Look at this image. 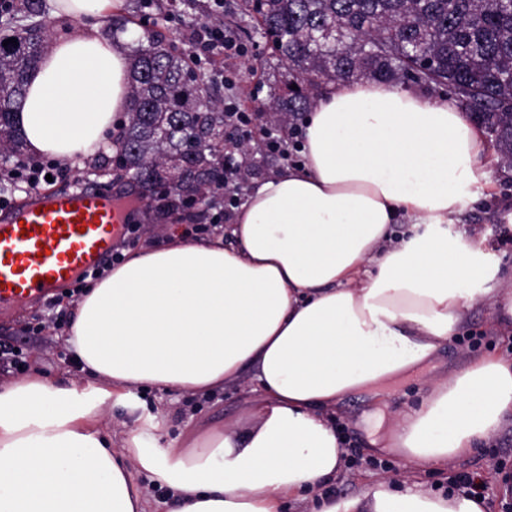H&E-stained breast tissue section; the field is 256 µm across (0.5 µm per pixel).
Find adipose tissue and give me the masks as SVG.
<instances>
[{
	"mask_svg": "<svg viewBox=\"0 0 512 512\" xmlns=\"http://www.w3.org/2000/svg\"><path fill=\"white\" fill-rule=\"evenodd\" d=\"M79 29L53 39L15 115L26 150L71 163L108 143L128 110L130 49L102 32L123 0H50ZM303 165L266 177L225 236L180 230L124 251L78 298L67 341L89 380L34 371L0 387V512H145L144 473L176 512H486L465 495L337 498L332 416L431 364L490 305L512 328V292L484 236L439 233L492 181L485 137L453 99L378 80L328 87L303 119ZM408 223L407 232L392 227ZM253 372L246 430L171 437L150 417L109 447L100 420L141 386L208 397ZM512 416V357L488 355L425 391L372 446L433 469L473 453ZM151 436H143V428Z\"/></svg>",
	"mask_w": 512,
	"mask_h": 512,
	"instance_id": "ef3b65f1",
	"label": "adipose tissue"
}]
</instances>
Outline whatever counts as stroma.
Returning <instances> with one entry per match:
<instances>
[{"label":"stroma","mask_w":512,"mask_h":512,"mask_svg":"<svg viewBox=\"0 0 512 512\" xmlns=\"http://www.w3.org/2000/svg\"><path fill=\"white\" fill-rule=\"evenodd\" d=\"M223 2L219 8L214 0H183L175 9L170 0H124L120 15L128 19L131 32L153 31L183 50L190 47L189 34L194 26L219 22L225 35L241 43L245 52L230 58L201 60L198 70L215 98L222 102L224 111L251 114L258 103L267 101L274 89L283 85L286 72L257 21L246 16L245 0ZM301 139V130L281 126L270 136L260 122H253L245 138L252 148L250 155L235 157L239 171L234 199L210 209L209 227L200 232V239L223 234L235 208L247 200L262 178L301 164ZM487 159L493 168L495 192L480 202L467 204L460 220L447 225L446 230L454 235L475 227L484 233L495 256L502 259V288L512 291V241L506 239L501 221L502 214L512 212V167L501 164L493 151L488 152ZM72 299V289L67 286L58 289L53 300L37 299L20 309L0 311V345L20 348L27 365L40 367L58 381L81 377L66 341L67 331L58 325L61 313L67 312ZM467 333V340L446 345L431 374L391 390L373 407L353 398L337 410L335 424L346 438L345 467L336 479L337 497L363 494L384 479L396 481L401 490L417 487L444 495L450 482L466 474L481 483L488 512H512V496L504 497L500 491L504 478L512 479V422L506 423L472 456L449 461L433 470L412 473L402 460L368 451V436L374 423L391 426L403 411L417 406L422 387L430 377H446L448 372L460 370L469 361L487 354L512 356V336L502 333L490 307L471 309ZM251 397L247 384L193 401L175 391L150 388L136 397L134 404L139 415L163 420L175 437L218 420L233 422L244 417ZM368 408L373 411V419L365 422L361 416Z\"/></svg>","instance_id":"stroma-1"}]
</instances>
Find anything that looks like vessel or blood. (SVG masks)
Returning a JSON list of instances; mask_svg holds the SVG:
<instances>
[{
	"label": "vessel or blood",
	"mask_w": 512,
	"mask_h": 512,
	"mask_svg": "<svg viewBox=\"0 0 512 512\" xmlns=\"http://www.w3.org/2000/svg\"><path fill=\"white\" fill-rule=\"evenodd\" d=\"M126 210L111 194L32 193L0 211V309L46 297L107 256Z\"/></svg>",
	"instance_id": "1"
}]
</instances>
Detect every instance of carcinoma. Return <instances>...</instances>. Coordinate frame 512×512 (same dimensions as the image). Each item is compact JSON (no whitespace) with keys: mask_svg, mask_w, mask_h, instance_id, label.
Masks as SVG:
<instances>
[{"mask_svg":"<svg viewBox=\"0 0 512 512\" xmlns=\"http://www.w3.org/2000/svg\"><path fill=\"white\" fill-rule=\"evenodd\" d=\"M259 14L297 86L260 107L271 121L299 118L314 89L349 78L446 87L512 163V0H262ZM0 31V162L22 170L30 162L14 112L50 22L34 0H15ZM9 38L17 43L3 45ZM128 97L118 168L143 189L159 184L169 212L190 210V194L220 192L224 112L187 53L151 32L137 40Z\"/></svg>","mask_w":512,"mask_h":512,"instance_id":"carcinoma-1","label":"carcinoma"}]
</instances>
